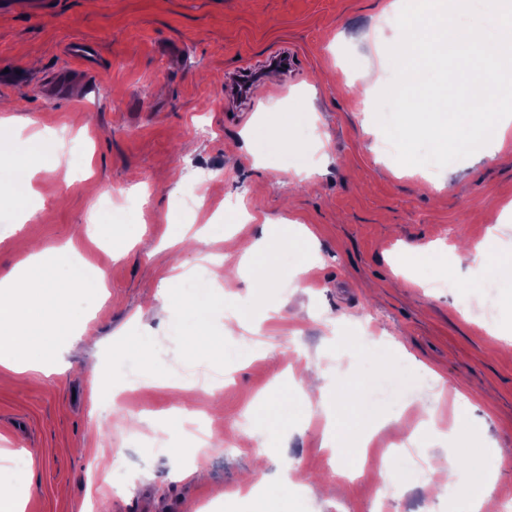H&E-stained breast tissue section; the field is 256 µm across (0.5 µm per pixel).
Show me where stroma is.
I'll list each match as a JSON object with an SVG mask.
<instances>
[{
	"label": "stroma",
	"mask_w": 512,
	"mask_h": 512,
	"mask_svg": "<svg viewBox=\"0 0 512 512\" xmlns=\"http://www.w3.org/2000/svg\"><path fill=\"white\" fill-rule=\"evenodd\" d=\"M11 2L0 12V71L24 79L0 83L13 118L0 137L44 132L39 156L62 153L73 178L34 175L30 219L0 241V276L23 266L17 240L47 250L70 242L107 271L109 292L73 300L88 331L57 340L59 372L0 367V450L31 460L24 512H199L206 501L217 512H376L377 479L361 455L330 453L326 427L343 416L346 386L357 380L372 391L384 365L409 384L372 402L355 434L401 453V489L387 512L468 510L460 488L469 478L449 479L416 406L421 396L436 400L449 427L467 426L488 459L481 487L512 508V356L503 353L512 288L497 282L485 293L486 267L449 254L456 287H433L439 271L420 256L441 244L512 251V147L396 176L399 162L377 147L376 98L400 36L384 26L387 0H55L44 14L32 0ZM77 40L98 47L95 74L66 55ZM281 47L296 68L262 80L265 96L243 106L236 74ZM64 68L73 72L66 89L47 88ZM203 165L223 173L201 188L197 209L180 208L177 194ZM124 198L138 208L123 210ZM208 224L264 242L280 282L257 291L240 254L199 238ZM284 224L311 236L283 245ZM184 229L195 237L184 272L222 259L237 273L241 318L225 333V311L212 307L216 345L194 355L180 349L186 317L164 310L159 296L166 242ZM120 246L125 255L113 260ZM305 264L308 278L296 284ZM142 336L153 340L146 382L113 404L124 380L113 366ZM244 350L252 356L242 362ZM308 372L322 376L323 394L299 391ZM96 374L106 389H93ZM129 415L142 418L138 431L125 427ZM100 416L110 428L98 441ZM165 444L182 448L183 467L161 454ZM499 448L509 456H496ZM286 461L307 473L305 485L283 489ZM125 472L137 474L136 486L112 491ZM247 473L260 476L251 495Z\"/></svg>",
	"instance_id": "35a3bbf8"
}]
</instances>
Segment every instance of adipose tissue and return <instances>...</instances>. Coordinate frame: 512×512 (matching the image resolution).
I'll return each mask as SVG.
<instances>
[{
    "instance_id": "1",
    "label": "adipose tissue",
    "mask_w": 512,
    "mask_h": 512,
    "mask_svg": "<svg viewBox=\"0 0 512 512\" xmlns=\"http://www.w3.org/2000/svg\"><path fill=\"white\" fill-rule=\"evenodd\" d=\"M43 137L34 133L27 138H10L0 141V182L7 184L14 199L24 202L31 192L34 172L29 167V157L41 145ZM58 263L64 273L52 281L38 278L0 280V288L12 291L11 304L0 306V345L7 346V356L0 364L16 373L36 371L47 373L43 357L50 337L43 333V326H69L78 333H86L87 326L73 314L70 302L76 293L89 288L104 287L107 273L88 263L77 262L71 244L55 248ZM213 297L204 288H185L165 304L171 308L193 313L194 319L184 335L183 347L188 352L210 349L214 339L209 336V308Z\"/></svg>"
}]
</instances>
